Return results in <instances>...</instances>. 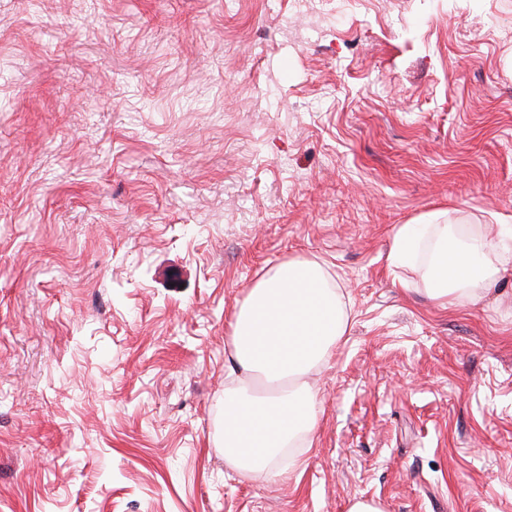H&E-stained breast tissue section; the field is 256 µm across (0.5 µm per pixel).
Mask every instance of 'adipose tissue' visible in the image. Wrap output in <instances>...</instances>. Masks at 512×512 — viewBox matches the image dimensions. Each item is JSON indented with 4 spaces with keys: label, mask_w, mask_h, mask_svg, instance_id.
Here are the masks:
<instances>
[{
    "label": "adipose tissue",
    "mask_w": 512,
    "mask_h": 512,
    "mask_svg": "<svg viewBox=\"0 0 512 512\" xmlns=\"http://www.w3.org/2000/svg\"><path fill=\"white\" fill-rule=\"evenodd\" d=\"M426 247L434 298L493 276L479 256L496 249V242L459 247L444 224L399 226L391 258L408 262ZM347 321L342 292L315 262H282L250 288L230 341L239 377L224 394V458L236 470L257 479L278 476L283 449L311 446L317 394L305 376L332 354Z\"/></svg>",
    "instance_id": "adipose-tissue-1"
}]
</instances>
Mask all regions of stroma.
Listing matches in <instances>:
<instances>
[{
  "mask_svg": "<svg viewBox=\"0 0 512 512\" xmlns=\"http://www.w3.org/2000/svg\"><path fill=\"white\" fill-rule=\"evenodd\" d=\"M499 241L440 306L396 229ZM345 294L288 477L228 465L229 338ZM512 512V0H0V512Z\"/></svg>",
  "mask_w": 512,
  "mask_h": 512,
  "instance_id": "stroma-1",
  "label": "stroma"
}]
</instances>
